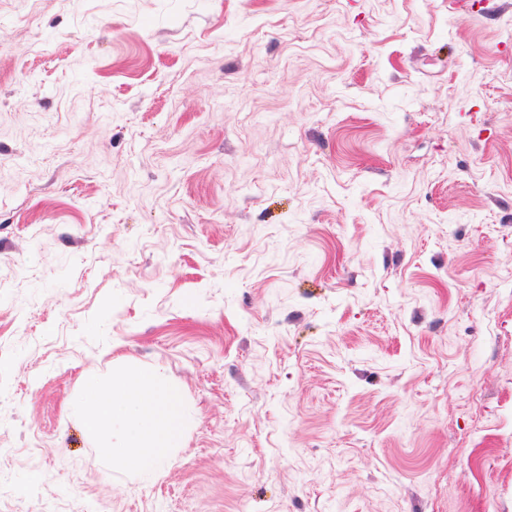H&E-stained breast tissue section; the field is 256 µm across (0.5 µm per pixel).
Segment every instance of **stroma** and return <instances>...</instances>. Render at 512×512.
I'll list each match as a JSON object with an SVG mask.
<instances>
[{"label":"stroma","instance_id":"35a3bbf8","mask_svg":"<svg viewBox=\"0 0 512 512\" xmlns=\"http://www.w3.org/2000/svg\"><path fill=\"white\" fill-rule=\"evenodd\" d=\"M508 112L512 0H0V512H512ZM155 368L136 370L121 378H90L69 405V414L83 430L112 451V460L154 479L175 446L180 416L175 395L161 383Z\"/></svg>","mask_w":512,"mask_h":512}]
</instances>
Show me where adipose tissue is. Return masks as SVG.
<instances>
[{
	"mask_svg": "<svg viewBox=\"0 0 512 512\" xmlns=\"http://www.w3.org/2000/svg\"><path fill=\"white\" fill-rule=\"evenodd\" d=\"M68 411L113 461L145 481L164 465L180 426L175 395L154 368L109 381L87 379Z\"/></svg>",
	"mask_w": 512,
	"mask_h": 512,
	"instance_id": "adipose-tissue-1",
	"label": "adipose tissue"
}]
</instances>
